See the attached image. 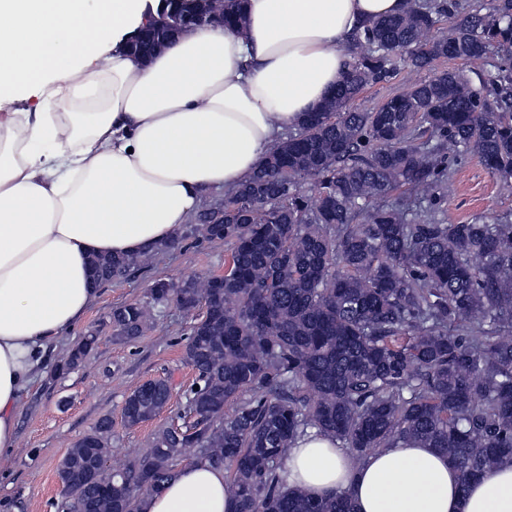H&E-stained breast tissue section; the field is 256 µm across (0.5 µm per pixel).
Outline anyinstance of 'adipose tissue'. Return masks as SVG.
I'll return each instance as SVG.
<instances>
[{"mask_svg": "<svg viewBox=\"0 0 512 512\" xmlns=\"http://www.w3.org/2000/svg\"><path fill=\"white\" fill-rule=\"evenodd\" d=\"M405 4L244 0V27L184 31L143 59L126 44L145 0H0V464L46 348L97 301L90 257L171 244L207 192L248 181L330 97L363 24ZM30 93L38 108H15ZM280 474L315 497L348 492L353 512H512V463L466 486L433 448L356 462L310 435ZM226 482L184 464L141 512H232Z\"/></svg>", "mask_w": 512, "mask_h": 512, "instance_id": "obj_1", "label": "adipose tissue"}]
</instances>
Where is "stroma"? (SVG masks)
Wrapping results in <instances>:
<instances>
[{"mask_svg":"<svg viewBox=\"0 0 512 512\" xmlns=\"http://www.w3.org/2000/svg\"><path fill=\"white\" fill-rule=\"evenodd\" d=\"M510 211L512 192L502 189L477 157L458 164L448 187L449 223ZM179 240L178 246L152 253L149 263L124 281L102 287L83 321L49 348L17 412L18 448L9 464L0 466V512H60L57 464L102 417L112 419L116 462L134 457L159 429L178 422L183 393L193 378L183 359L189 317L172 305L160 309L144 335L131 341L115 340L108 319L113 308L148 301L156 280L223 272L228 243L204 238L193 223L183 225ZM92 330L99 333L93 349L77 366L60 371L70 351ZM159 378L171 385L169 403L152 419L127 426L122 415L125 398L142 383Z\"/></svg>","mask_w":512,"mask_h":512,"instance_id":"1","label":"stroma"}]
</instances>
